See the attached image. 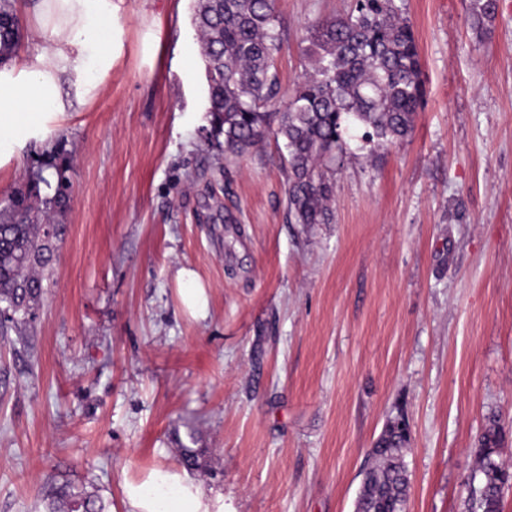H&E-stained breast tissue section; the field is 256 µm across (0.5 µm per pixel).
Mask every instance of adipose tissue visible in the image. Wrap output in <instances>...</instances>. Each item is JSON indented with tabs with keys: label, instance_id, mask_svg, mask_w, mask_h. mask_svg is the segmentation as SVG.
<instances>
[{
	"label": "adipose tissue",
	"instance_id": "obj_1",
	"mask_svg": "<svg viewBox=\"0 0 512 512\" xmlns=\"http://www.w3.org/2000/svg\"><path fill=\"white\" fill-rule=\"evenodd\" d=\"M31 39L43 50L0 70V165L38 137L52 117L84 104L112 70L111 50L93 39L112 20V0H34ZM125 512H224V496L186 470L152 472L122 487Z\"/></svg>",
	"mask_w": 512,
	"mask_h": 512
}]
</instances>
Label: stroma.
Instances as JSON below:
<instances>
[{
  "mask_svg": "<svg viewBox=\"0 0 512 512\" xmlns=\"http://www.w3.org/2000/svg\"><path fill=\"white\" fill-rule=\"evenodd\" d=\"M112 4L111 72L0 167V209L48 156L71 181L30 344L0 337V512L65 483L124 512V481L188 443L233 512H354L401 413L405 512H469L489 417L512 463V0L481 38L470 0H398L423 102L404 140H351L329 224L289 223L273 136L210 148L195 0ZM353 5L274 0L277 104L311 69L308 26Z\"/></svg>",
  "mask_w": 512,
  "mask_h": 512,
  "instance_id": "stroma-1",
  "label": "stroma"
}]
</instances>
